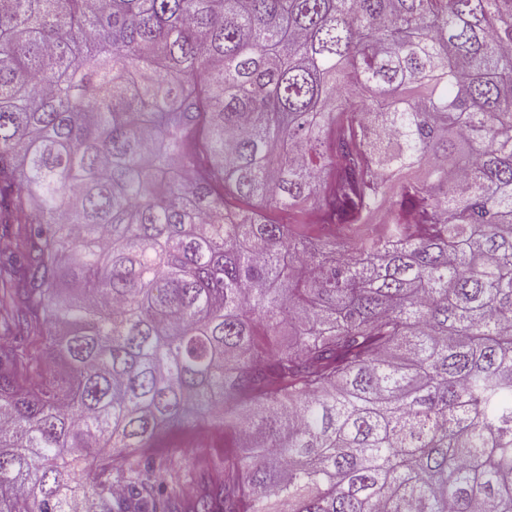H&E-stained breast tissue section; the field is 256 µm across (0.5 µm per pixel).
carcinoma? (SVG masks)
<instances>
[{"label": "carcinoma", "mask_w": 512, "mask_h": 512, "mask_svg": "<svg viewBox=\"0 0 512 512\" xmlns=\"http://www.w3.org/2000/svg\"><path fill=\"white\" fill-rule=\"evenodd\" d=\"M0 234V512H512V0H0ZM160 454L172 460L169 474H163L169 481L181 476L178 491L186 498H193L199 487L184 477L189 472L201 470L206 464L224 453V433L218 427V419L205 416L198 419L192 426L174 429L163 435Z\"/></svg>", "instance_id": "1"}]
</instances>
